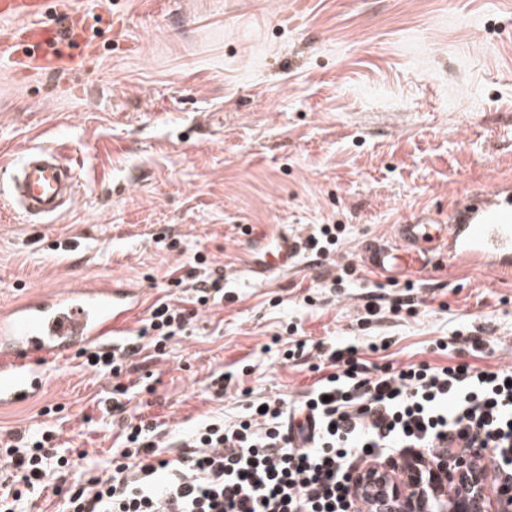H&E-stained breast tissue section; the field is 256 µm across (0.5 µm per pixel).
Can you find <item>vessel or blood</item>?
<instances>
[{"mask_svg":"<svg viewBox=\"0 0 512 512\" xmlns=\"http://www.w3.org/2000/svg\"><path fill=\"white\" fill-rule=\"evenodd\" d=\"M53 0H0V22L22 26L31 57L20 58L26 68L49 72L69 54L67 31L47 27L43 18ZM21 179L12 203L24 222L62 212L77 186L74 166L47 148H31L17 164ZM293 235H279L267 258L257 265L269 274L287 268L301 250ZM442 250L449 261L484 270H512V204L475 202L467 216L450 224H398L390 243L366 244L369 266L377 273L398 278L408 269H426L431 252ZM141 292L105 281L79 285L68 293L26 296L0 312V356L14 358L45 351L62 355L72 348L118 333L139 309ZM43 375L18 373L0 366V403L27 399L39 393Z\"/></svg>","mask_w":512,"mask_h":512,"instance_id":"1","label":"vessel or blood"}]
</instances>
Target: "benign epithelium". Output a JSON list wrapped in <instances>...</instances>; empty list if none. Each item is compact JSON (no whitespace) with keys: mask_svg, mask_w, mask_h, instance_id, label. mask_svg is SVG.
Instances as JSON below:
<instances>
[{"mask_svg":"<svg viewBox=\"0 0 512 512\" xmlns=\"http://www.w3.org/2000/svg\"><path fill=\"white\" fill-rule=\"evenodd\" d=\"M395 467L404 481L395 479ZM356 491L372 512H512V490L494 493L486 472L466 464L452 469L445 457L371 465Z\"/></svg>","mask_w":512,"mask_h":512,"instance_id":"obj_1","label":"benign epithelium"}]
</instances>
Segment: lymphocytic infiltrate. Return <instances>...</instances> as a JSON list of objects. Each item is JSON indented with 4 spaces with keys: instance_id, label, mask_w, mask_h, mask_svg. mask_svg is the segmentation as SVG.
<instances>
[{
    "instance_id": "obj_1",
    "label": "lymphocytic infiltrate",
    "mask_w": 512,
    "mask_h": 512,
    "mask_svg": "<svg viewBox=\"0 0 512 512\" xmlns=\"http://www.w3.org/2000/svg\"><path fill=\"white\" fill-rule=\"evenodd\" d=\"M195 253L176 266L173 292L152 305L135 338L77 353L82 369L112 378L101 411L122 416L120 442L89 464L87 451L59 454L47 423L0 443V512H23L35 493L62 497L66 512H360L351 493L364 463L447 457L501 469L512 465V365L466 361L379 366L354 344L312 348L297 341L283 361L317 353L320 377L299 402L284 395L247 403L238 420L217 413L170 438L127 413V360L149 339L156 353L185 335L199 310L224 302V274Z\"/></svg>"
}]
</instances>
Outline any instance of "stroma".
I'll list each match as a JSON object with an SVG mask.
<instances>
[{
	"mask_svg": "<svg viewBox=\"0 0 512 512\" xmlns=\"http://www.w3.org/2000/svg\"><path fill=\"white\" fill-rule=\"evenodd\" d=\"M93 53L78 70L32 76L0 60V159L50 147L78 172L65 213L19 223L0 182V308L25 295L117 280L143 290L136 332L184 255L223 269L227 298L200 313L165 356L133 357L128 408L164 431L254 395L298 398L308 366L270 344L284 325L299 339L387 341L374 362L448 364L434 343L489 327L477 366L512 364V272L433 257L410 273L415 316L388 310L403 280L381 282L361 247L395 225L446 224L473 199L512 194V0H72ZM343 224L336 258L359 263L344 288L331 266L300 253L256 278L250 256L279 232L305 237ZM382 312L359 326L369 302ZM72 355L15 361L43 372L33 398L0 405V430L44 423L61 405L65 449L90 461L116 443L92 399L108 379ZM232 380L224 400L207 384ZM154 393H147V386Z\"/></svg>",
	"mask_w": 512,
	"mask_h": 512,
	"instance_id": "obj_1",
	"label": "stroma"
}]
</instances>
